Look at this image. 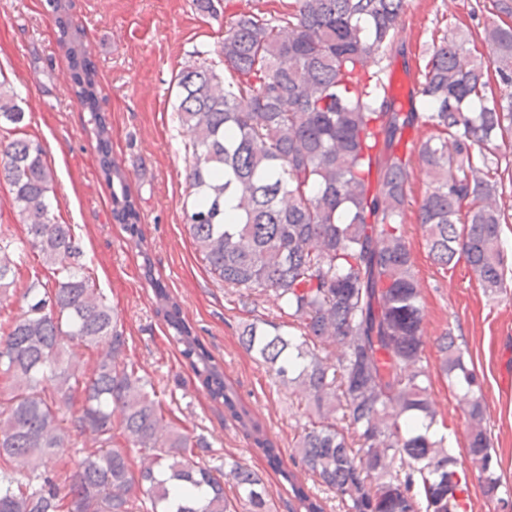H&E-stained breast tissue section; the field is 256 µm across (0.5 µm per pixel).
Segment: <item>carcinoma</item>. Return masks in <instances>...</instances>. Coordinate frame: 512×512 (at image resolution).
<instances>
[{
    "instance_id": "cac0c4a2",
    "label": "carcinoma",
    "mask_w": 512,
    "mask_h": 512,
    "mask_svg": "<svg viewBox=\"0 0 512 512\" xmlns=\"http://www.w3.org/2000/svg\"><path fill=\"white\" fill-rule=\"evenodd\" d=\"M405 0H293L288 16L239 18L224 37V80L203 60L177 74V120L189 136L186 212L196 250L224 287L274 292L294 336L272 322L243 325L240 341L307 402L295 448L304 468L347 512H468L469 488L455 469L446 437L419 423L438 422L428 397L424 312L404 213L411 167L406 134L427 125L419 161L432 187L418 209L428 253L443 269L464 263L484 292L505 289V213L498 202L497 141L512 135V25L483 29L492 57L465 48L472 33L457 26L432 47L403 110L364 84L369 59L393 45ZM60 44L74 93L90 113L100 168L111 188L112 215L140 237L127 176L109 149L110 128L96 95L97 69L84 54L83 32L60 24ZM25 112L0 82V125L20 128ZM42 144L21 135L0 150V184L9 186L26 235L0 238V298L15 290V269L28 252L60 275L53 288L32 282L23 317L0 337V512H272L258 472L193 461L201 447L165 421L155 390L124 361L126 336L83 262L72 227L56 221L49 193L54 174ZM181 355L211 398L223 400L243 434L288 482L295 512L323 503L281 467L265 425L224 380L219 363L158 289ZM336 344L331 364L320 350ZM105 346L90 377L74 350ZM440 371L464 390L468 455L486 497L501 483L485 426L482 388L455 338H437ZM82 392L78 416L64 425L61 406ZM128 446L152 457L135 474L112 447L114 427ZM89 434L69 484L49 465L72 433ZM237 492L224 495V476Z\"/></svg>"
}]
</instances>
